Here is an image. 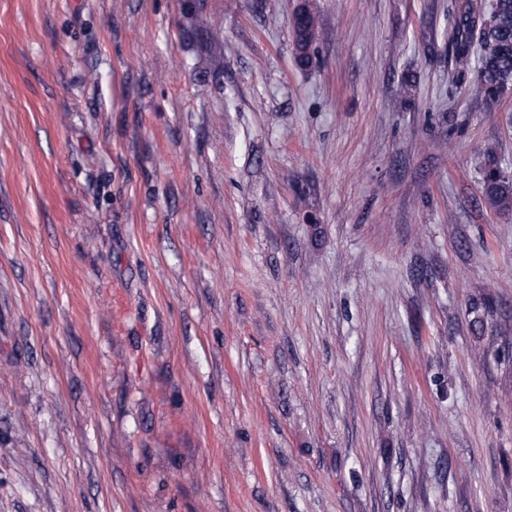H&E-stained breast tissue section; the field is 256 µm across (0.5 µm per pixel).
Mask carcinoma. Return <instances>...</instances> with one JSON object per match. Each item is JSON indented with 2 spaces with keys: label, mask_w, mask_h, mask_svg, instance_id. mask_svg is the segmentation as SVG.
Here are the masks:
<instances>
[{
  "label": "carcinoma",
  "mask_w": 512,
  "mask_h": 512,
  "mask_svg": "<svg viewBox=\"0 0 512 512\" xmlns=\"http://www.w3.org/2000/svg\"><path fill=\"white\" fill-rule=\"evenodd\" d=\"M298 18L290 22L295 46L304 65L312 62L307 48L318 34L314 10L304 3L296 9ZM454 49L456 79L464 81L472 68V50H477L476 82L472 87L487 112H494L501 98L512 91V0H491L484 12L468 4L447 31ZM478 169L483 180L485 206L501 215L512 213V177L501 168L493 150L480 157Z\"/></svg>",
  "instance_id": "1"
}]
</instances>
